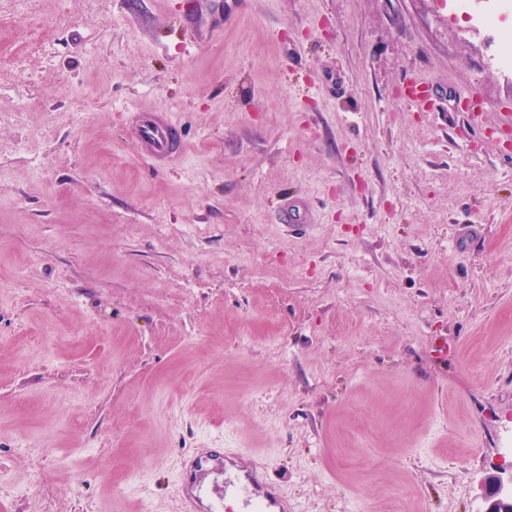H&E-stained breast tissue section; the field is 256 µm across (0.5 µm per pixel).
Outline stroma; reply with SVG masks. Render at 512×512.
Wrapping results in <instances>:
<instances>
[{"label":"stroma","mask_w":512,"mask_h":512,"mask_svg":"<svg viewBox=\"0 0 512 512\" xmlns=\"http://www.w3.org/2000/svg\"><path fill=\"white\" fill-rule=\"evenodd\" d=\"M213 3L0 0V512H177L199 448L296 512H485L512 481V150L452 93L512 112V18ZM409 73L446 88L431 111ZM129 110L184 155L154 169ZM401 89L402 99L420 112H428L441 96L434 83L413 75L403 80ZM282 224H310L307 206L300 200L285 198L279 210ZM484 498L488 503L486 512L510 511L512 506V481L510 488L505 489L500 479H489L484 487Z\"/></svg>","instance_id":"35a3bbf8"}]
</instances>
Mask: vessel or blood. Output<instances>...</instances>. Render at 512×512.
Returning <instances> with one entry per match:
<instances>
[{"instance_id":"b4317fda","label":"vessel or blood","mask_w":512,"mask_h":512,"mask_svg":"<svg viewBox=\"0 0 512 512\" xmlns=\"http://www.w3.org/2000/svg\"><path fill=\"white\" fill-rule=\"evenodd\" d=\"M402 98L418 111H429L440 93L436 85L410 75L401 85ZM477 126L486 127L489 136L505 142L512 139V113L499 114L493 124H486L484 112L474 113ZM133 134L143 155L153 167L163 168L182 156L185 151V136L170 115L159 112L139 119ZM282 223L300 225L307 223L308 209L296 199H284L279 210ZM220 473L224 476V497L232 499L240 493H248L251 502H258L256 512H289L288 499L280 488L271 482L266 474L255 467L239 463L234 451L226 448H212L196 455L188 464L187 478L179 500V512H215L202 493L198 477L204 473Z\"/></svg>"}]
</instances>
